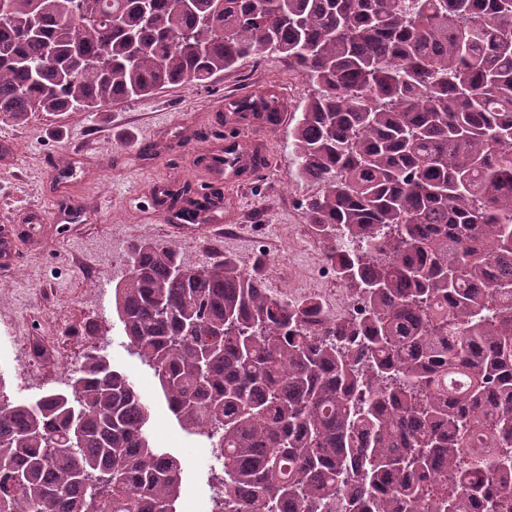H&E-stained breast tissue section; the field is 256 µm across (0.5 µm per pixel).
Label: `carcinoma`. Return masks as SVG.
<instances>
[{
    "instance_id": "cac0c4a2",
    "label": "carcinoma",
    "mask_w": 512,
    "mask_h": 512,
    "mask_svg": "<svg viewBox=\"0 0 512 512\" xmlns=\"http://www.w3.org/2000/svg\"><path fill=\"white\" fill-rule=\"evenodd\" d=\"M4 7L14 122L207 87L270 52L313 88L290 129L319 186L307 228L366 315L326 322L270 292L261 260L152 239L114 288L130 347L212 444L213 512H512V0ZM149 417L93 345L66 388L0 401V512H175L183 468Z\"/></svg>"
}]
</instances>
